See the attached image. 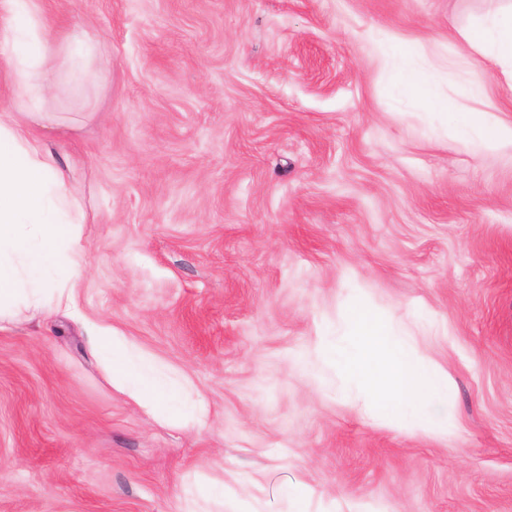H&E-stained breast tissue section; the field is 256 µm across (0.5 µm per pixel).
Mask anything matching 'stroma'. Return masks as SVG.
<instances>
[{
  "label": "stroma",
  "instance_id": "35a3bbf8",
  "mask_svg": "<svg viewBox=\"0 0 512 512\" xmlns=\"http://www.w3.org/2000/svg\"><path fill=\"white\" fill-rule=\"evenodd\" d=\"M507 0H46L101 51L33 134L79 189L73 311L0 330V512H512V163L455 141L373 49L443 58L449 103L489 69L459 32ZM432 320L459 434L363 415L315 347L352 281ZM110 328L204 402L154 420L89 345ZM224 489L200 496L199 481Z\"/></svg>",
  "mask_w": 512,
  "mask_h": 512
}]
</instances>
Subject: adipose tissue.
<instances>
[{
  "label": "adipose tissue",
  "mask_w": 512,
  "mask_h": 512,
  "mask_svg": "<svg viewBox=\"0 0 512 512\" xmlns=\"http://www.w3.org/2000/svg\"><path fill=\"white\" fill-rule=\"evenodd\" d=\"M461 35L492 62L512 67V5ZM94 34L56 35L44 0H0V323L14 322L18 310L42 317L75 306L66 274L77 272L85 245L76 229V191L54 152L33 136L31 122L42 119L44 104L61 81L62 69L80 68L94 56ZM378 60L400 62L398 89L427 111L447 110L427 68L414 65V45L390 35L375 47ZM459 141L478 142L483 151L512 161V119L487 104L459 114ZM95 350L112 366V384L154 418L186 428L203 424L204 413H186L173 402L172 384L163 380L155 360L132 352L109 329L91 335Z\"/></svg>",
  "instance_id": "1"
}]
</instances>
